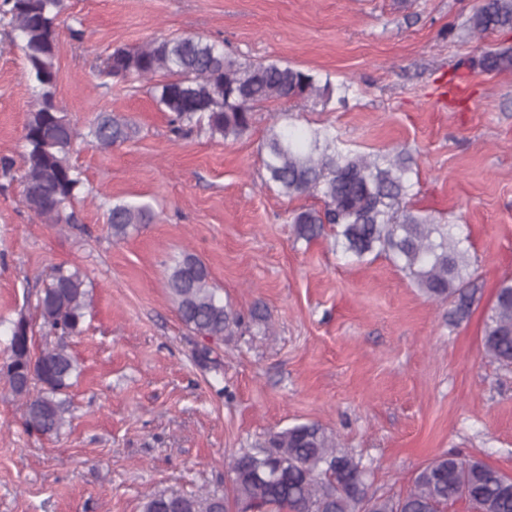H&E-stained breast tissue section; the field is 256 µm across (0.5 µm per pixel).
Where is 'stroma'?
<instances>
[{
	"label": "stroma",
	"instance_id": "obj_1",
	"mask_svg": "<svg viewBox=\"0 0 512 512\" xmlns=\"http://www.w3.org/2000/svg\"><path fill=\"white\" fill-rule=\"evenodd\" d=\"M482 0H63L56 101L80 133L96 116L133 132L100 150L77 142L81 221L52 225L23 202L24 125L35 102L21 49L0 21V362L10 324L36 318L53 267L79 268L90 291L82 332L66 339L78 363L71 422L29 434L23 405L0 378V512H143L158 492H230L228 464L270 433L316 423L359 457L369 490L406 493L443 454L512 476V366L485 356L484 321L512 279V70L466 59L512 48V31L471 35ZM198 36L239 61L278 60L350 86L347 105L263 104L237 139L178 137L152 81L101 78L114 49ZM297 129L334 126L344 148L401 152L419 183L409 206L466 237L474 294L454 321L388 257L345 254L333 229L307 241L287 199L265 187L263 141L275 114ZM147 203L150 223L113 240L109 205ZM198 256L244 314L213 344L218 367L166 288L184 253ZM266 322L248 320L254 304Z\"/></svg>",
	"mask_w": 512,
	"mask_h": 512
}]
</instances>
